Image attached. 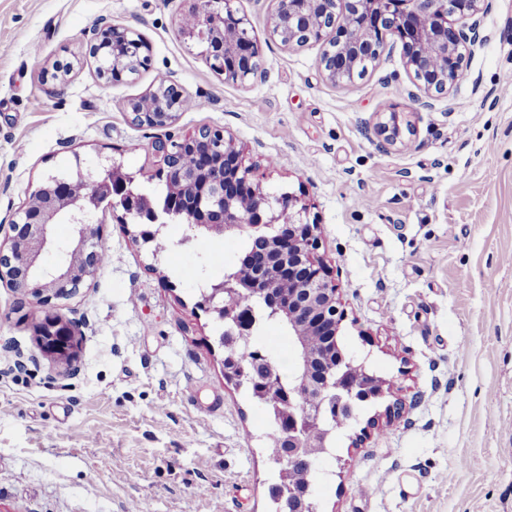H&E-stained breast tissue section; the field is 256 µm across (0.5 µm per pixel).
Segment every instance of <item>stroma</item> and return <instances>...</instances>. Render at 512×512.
Here are the masks:
<instances>
[{
	"instance_id": "stroma-1",
	"label": "stroma",
	"mask_w": 512,
	"mask_h": 512,
	"mask_svg": "<svg viewBox=\"0 0 512 512\" xmlns=\"http://www.w3.org/2000/svg\"><path fill=\"white\" fill-rule=\"evenodd\" d=\"M187 7L0 0V224L46 174L108 158L159 195L153 143L224 130L264 191L310 203L341 342L391 385L322 457L318 512H512V0H491L485 43L430 108L398 46L353 83L326 81L322 43L269 39V0H235L264 65L225 81L177 35ZM103 20L146 41L136 78L97 76L84 33ZM166 76L197 108L132 125L128 103ZM392 108L413 133L381 151L366 127ZM140 230L106 217L109 263L59 303L83 331L75 374L40 353L38 311L0 284V512H272L268 413L225 381L219 326L197 305L201 274L222 277L250 232L173 221L157 251ZM252 345L292 375L287 331L259 324Z\"/></svg>"
}]
</instances>
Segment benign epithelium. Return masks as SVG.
I'll use <instances>...</instances> for the list:
<instances>
[{"mask_svg":"<svg viewBox=\"0 0 512 512\" xmlns=\"http://www.w3.org/2000/svg\"><path fill=\"white\" fill-rule=\"evenodd\" d=\"M233 0H205L203 7L180 16L177 32L184 39L209 34L204 53L210 68L226 80H244L263 65L248 20L238 15ZM269 36L286 50L320 41L324 49L319 68L326 81L336 85L362 66L375 62L385 40L401 42L406 67L418 82L417 97L426 108L448 95L458 80L466 52L484 41L478 15L489 0H271ZM96 59L97 75L105 80L114 73L135 75L148 62L147 44L134 29L105 22L88 32ZM188 94L175 80L167 79L128 104L137 126L165 127L174 123ZM409 122L398 113H377L370 129L378 149L388 151L411 133ZM154 150L166 166L165 182L175 193L170 207L157 212L135 191L134 175L122 165H102L94 177L77 171L76 181L94 191L56 188L58 177L45 175L11 220L9 234L0 241V283L32 299L42 316L36 325L40 351L70 366L76 361L82 334L77 324L57 312L51 300L65 299L93 281L103 267V245L96 225L102 208H122L145 225L158 223L160 215L177 217L191 227L215 234L249 228L258 243L256 271L245 277L236 271L207 282L198 306L224 320L226 337L224 372L235 378L247 375L257 388L258 402L288 417L283 434L279 490L288 498L289 512H312L311 485L291 482L298 463L315 470L331 435L324 419L344 415L355 418V400L376 402L385 396V382L369 373L355 358L336 348V335L344 320L338 288L329 279L319 246L318 224L308 220V205L292 194L265 193L245 166L241 149L219 129L198 128L169 149L157 142ZM194 158L190 167L180 156ZM69 224L72 239L59 245L54 227ZM60 253L49 268L43 255ZM294 284L282 294L283 281ZM269 301L266 311L288 322V333L299 353V368L288 383V392L269 391L264 384L273 372L272 359L250 348L249 364L238 362L239 337L251 336L256 323L254 299ZM320 336L310 351L305 337Z\"/></svg>","mask_w":512,"mask_h":512,"instance_id":"obj_1","label":"benign epithelium"}]
</instances>
